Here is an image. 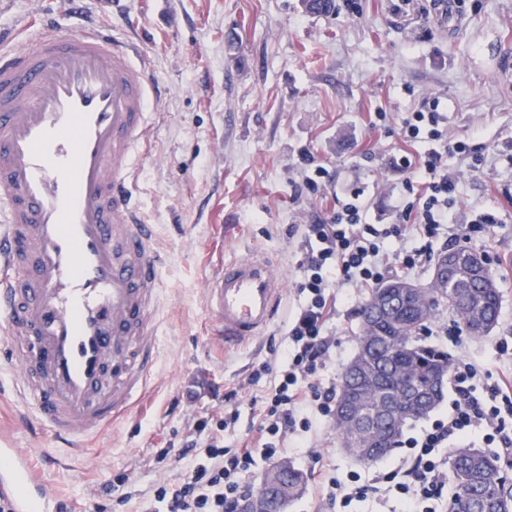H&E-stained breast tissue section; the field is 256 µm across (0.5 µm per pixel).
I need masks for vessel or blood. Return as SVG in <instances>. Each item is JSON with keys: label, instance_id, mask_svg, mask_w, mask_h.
I'll return each instance as SVG.
<instances>
[{"label": "vessel or blood", "instance_id": "obj_1", "mask_svg": "<svg viewBox=\"0 0 512 512\" xmlns=\"http://www.w3.org/2000/svg\"><path fill=\"white\" fill-rule=\"evenodd\" d=\"M137 42L72 27L0 47V339L35 411L23 429L85 452L146 392L163 256L129 189L158 80ZM285 285L264 257L225 260L205 308L232 347L266 333ZM13 512H60L25 448H0Z\"/></svg>", "mask_w": 512, "mask_h": 512}]
</instances>
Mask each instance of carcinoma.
Returning a JSON list of instances; mask_svg holds the SVG:
<instances>
[{
	"mask_svg": "<svg viewBox=\"0 0 512 512\" xmlns=\"http://www.w3.org/2000/svg\"><path fill=\"white\" fill-rule=\"evenodd\" d=\"M454 263L448 280H432L422 296L404 297L400 287L409 284L402 278L391 279L371 289L359 310L361 336L358 350L351 360L358 370L360 416L351 428L336 422L342 447L365 463L391 455L398 447L407 422L433 411L444 397L451 361L448 354L422 342L421 332L440 311L448 310L469 335L488 334L498 324L500 295L496 275L483 278L473 272L470 250L449 251ZM413 399L428 400V408L416 411L404 421L395 419ZM451 479L455 496L448 512H456L461 500L479 502L493 498L491 507L512 495L498 462L487 456L477 457L471 448H455L450 454ZM284 504L298 498L305 487V476L288 464L284 481Z\"/></svg>",
	"mask_w": 512,
	"mask_h": 512,
	"instance_id": "cac0c4a2",
	"label": "carcinoma"
}]
</instances>
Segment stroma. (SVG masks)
I'll list each match as a JSON object with an SVG mask.
<instances>
[{
  "label": "stroma",
  "mask_w": 512,
  "mask_h": 512,
  "mask_svg": "<svg viewBox=\"0 0 512 512\" xmlns=\"http://www.w3.org/2000/svg\"><path fill=\"white\" fill-rule=\"evenodd\" d=\"M462 18L449 28L435 0H336L331 14H313L302 0H120L104 8L82 0L85 20L111 24L115 34H137L145 60L163 84L152 101L140 162L130 183L145 223L165 258L157 360L146 395L87 457L49 474L57 500L77 512H95L91 492L127 474L147 485L160 476L152 452L181 446L190 415L222 409L214 388L240 386V419L225 445L242 444L252 424V403L264 390L249 374L287 346L288 314L299 304L298 240L290 225L326 218L336 194L364 189L367 217L392 224L410 201L406 171L394 163L404 144L402 117L423 100L439 98L448 134L474 135L485 145L480 171L452 155L458 177L453 247L483 253L502 297L498 325L485 336L460 332L448 312L429 324L423 341L451 360H472L491 372L503 363L501 338L512 336V209H499L512 193V0H454ZM62 0H0V31L15 44L47 30L74 25ZM385 113V122L375 120ZM311 152L330 174L308 192L300 165ZM492 213L494 224H477ZM262 256L286 287L283 312L266 336L226 352L210 341L205 288L224 260ZM338 301L329 327L336 349L321 382L339 379L357 350L359 302ZM200 396L182 402L190 388ZM28 405L0 398V432L26 448L35 466L44 454L13 432ZM282 460L306 476V489L288 512H329L313 469L323 463L338 478L392 471L401 452L374 462L351 458L335 426L314 423L301 448Z\"/></svg>",
  "instance_id": "stroma-1"
}]
</instances>
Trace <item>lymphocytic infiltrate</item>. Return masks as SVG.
<instances>
[{
	"instance_id": "f902f5d3",
	"label": "lymphocytic infiltrate",
	"mask_w": 512,
	"mask_h": 512,
	"mask_svg": "<svg viewBox=\"0 0 512 512\" xmlns=\"http://www.w3.org/2000/svg\"><path fill=\"white\" fill-rule=\"evenodd\" d=\"M401 138L407 144L422 143V154L400 155L396 164L409 171L417 192L404 205L394 224L367 221L363 190L354 189L338 198L328 220L301 227L297 292L303 300L287 322L288 348L281 360L261 363L250 382L267 381V393L256 415L258 425L249 444L225 447L224 434L235 427L238 389L224 393V409L192 417L178 450L189 464L178 481L158 480L146 487L129 484L126 474L113 475L103 490L115 496L117 505L136 503V512H239L252 488L244 476L254 466V452L270 460L282 454L286 442L302 444L314 422L332 419L336 407L334 384L315 382L325 369L336 345L328 323L337 297L332 280L350 288H372L392 272H409L421 266L435 241L448 236V211L457 202V182L444 163L447 155L469 158L471 169H479L482 150L470 138L449 139L448 115L439 99L431 98L406 113ZM399 241L386 250L388 241ZM451 399L448 412L407 440V451L397 471L396 489L405 512H447L454 495L444 471L442 449L464 445L472 434L512 452V435L499 419V403L512 407V364L497 377L481 365L459 361L450 374ZM387 474L373 472L367 483L358 475L340 481L321 474L324 498L351 502L378 494Z\"/></svg>"
}]
</instances>
